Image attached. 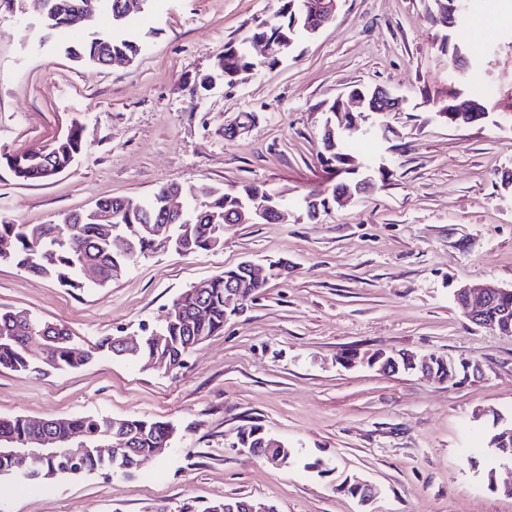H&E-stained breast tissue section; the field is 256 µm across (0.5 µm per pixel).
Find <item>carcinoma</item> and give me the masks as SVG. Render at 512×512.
Segmentation results:
<instances>
[{
  "label": "carcinoma",
  "mask_w": 512,
  "mask_h": 512,
  "mask_svg": "<svg viewBox=\"0 0 512 512\" xmlns=\"http://www.w3.org/2000/svg\"><path fill=\"white\" fill-rule=\"evenodd\" d=\"M86 0H45V21L50 28H65L67 19L77 12ZM320 0H281L278 14L271 20L257 23L247 40L264 39L275 43L286 38L295 43L302 36H312L311 27L320 20L312 6ZM430 21L442 30L441 52L448 56L451 69L463 66L458 53H468L466 46L453 36L460 27L462 0H429ZM126 0H106L105 7L112 16V33L106 37H95L83 46L71 51L78 59L87 60L97 66L110 55L136 58L141 50L140 41L125 16ZM254 62L244 45L229 43L224 54L217 59L213 78L226 83L232 82L231 71L246 70ZM340 109L335 100L322 108L326 114L322 127V142L328 151L327 163L340 170V180L333 192L306 195L309 199V213L326 212L336 204V192L346 188L356 189L358 175L354 172L351 146L343 135L336 132V125L329 124ZM82 129L71 126L67 135L52 144L47 155H13L6 163L14 177L20 182H37L50 178L46 171L60 172L68 168L82 152ZM264 190L263 185L250 183L238 188H220L200 183L189 189L177 183L160 187L153 197L132 212L123 210V199H105L96 207L108 209L117 215L106 230L85 213L71 215L72 223L50 224H0V241L9 243L12 258L27 272L47 277L60 285L81 289V266L92 262L102 273L97 286L104 287L112 278L133 267L149 253L159 250L158 242L151 234L156 224H171L173 231L183 244L185 253L193 254L211 250L210 241L224 236L236 221L239 208L251 197ZM181 192L184 195L183 214H171L165 208L163 193ZM242 270L235 266L204 280L205 287H190L173 302L183 319L176 317L139 338L134 353L126 356L142 367L151 364L157 357L166 355L177 358L193 351L207 338L224 331V324L230 319L225 302V285L230 281H242ZM206 312L205 319L188 323L198 310ZM26 312L22 310H0V369L40 373L47 365L55 370L78 368L89 363L100 349L112 352V338L103 339L93 349L76 347L68 330L59 327L44 337L18 338V327ZM50 427L58 442L59 449L68 447L72 441H85L87 451L77 461L60 453L52 458L39 459L32 468L30 480L39 481L58 476H79L90 473L130 475L145 462L154 459V448L163 439H171L173 428L167 422L150 421L137 417L116 418L108 415L90 414L70 418L32 420L24 416L0 418V437L22 446L32 440L44 427ZM126 431L134 439V453L130 457L99 454L95 445L106 434ZM247 442L245 448H266L271 436L256 424H249L243 431ZM255 501L247 498H227L222 502L208 503L202 507L185 503L179 512H250Z\"/></svg>",
  "instance_id": "1"
}]
</instances>
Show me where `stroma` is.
I'll list each match as a JSON object with an SVG mask.
<instances>
[{
  "label": "stroma",
  "instance_id": "35a3bbf8",
  "mask_svg": "<svg viewBox=\"0 0 512 512\" xmlns=\"http://www.w3.org/2000/svg\"><path fill=\"white\" fill-rule=\"evenodd\" d=\"M471 0L462 36L472 51L455 80L427 18V0H341L334 20L275 67L209 91L195 86L230 42L280 0H151L136 22L131 64H83L49 30L43 0H0V223L47 224L106 198L147 200L170 183H261L299 200L334 184L323 166L322 105L350 86L405 101L388 138L348 131L356 163L385 157L376 192L315 221L239 224L216 251L141 258L103 288L72 290L0 263V308L64 325L75 346L138 338L160 325L193 283L244 260L286 259L269 281L172 373L97 353L77 369H0V417L83 414L173 425L166 454L128 476L38 482L0 479V512H175L187 501L246 496L277 512H512V464L488 441L491 412L512 419V335L471 323L454 300L463 283L512 289V0L506 14ZM487 114L463 125L427 120L454 92ZM253 115L248 132L226 128ZM83 128L70 169L22 184L7 157ZM405 352L478 363L467 382L347 369V352ZM253 421L293 448L274 468L235 443ZM324 460V473L309 469ZM375 485L361 503L345 478Z\"/></svg>",
  "mask_w": 512,
  "mask_h": 512
}]
</instances>
